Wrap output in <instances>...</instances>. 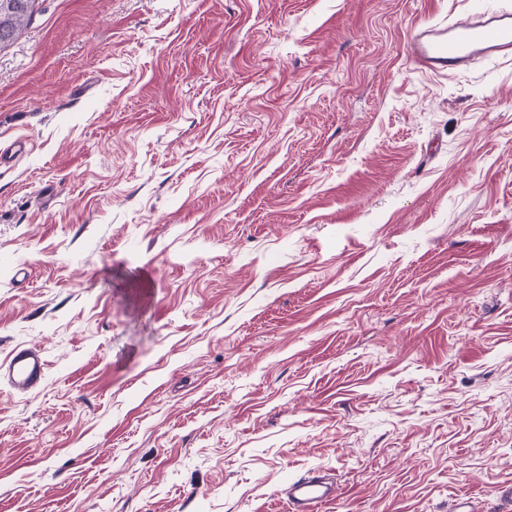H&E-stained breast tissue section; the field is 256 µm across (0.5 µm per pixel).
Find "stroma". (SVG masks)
Returning <instances> with one entry per match:
<instances>
[{"mask_svg": "<svg viewBox=\"0 0 512 512\" xmlns=\"http://www.w3.org/2000/svg\"><path fill=\"white\" fill-rule=\"evenodd\" d=\"M502 0H40L0 50V512H512ZM21 153H12L15 142ZM407 57L418 71L433 74L453 73L483 58L511 60L512 8L420 24L408 37ZM46 360L41 352L29 346L15 347L6 359L0 362V378L20 394L37 389L45 376ZM338 488L322 471L316 470L288 484L286 496L292 512H316L334 501Z\"/></svg>", "mask_w": 512, "mask_h": 512, "instance_id": "1", "label": "stroma"}]
</instances>
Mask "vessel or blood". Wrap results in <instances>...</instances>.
<instances>
[{
  "mask_svg": "<svg viewBox=\"0 0 512 512\" xmlns=\"http://www.w3.org/2000/svg\"><path fill=\"white\" fill-rule=\"evenodd\" d=\"M407 57L418 71L453 73L483 58L512 59V8L464 20L444 18L416 26L407 41ZM46 360L33 347H15L0 361V378L17 393L37 389L45 376ZM338 488L316 470L289 483L290 512H318L334 501Z\"/></svg>",
  "mask_w": 512,
  "mask_h": 512,
  "instance_id": "1",
  "label": "vessel or blood"
}]
</instances>
